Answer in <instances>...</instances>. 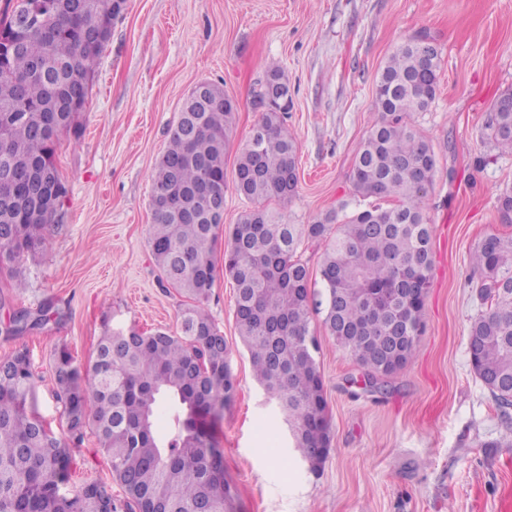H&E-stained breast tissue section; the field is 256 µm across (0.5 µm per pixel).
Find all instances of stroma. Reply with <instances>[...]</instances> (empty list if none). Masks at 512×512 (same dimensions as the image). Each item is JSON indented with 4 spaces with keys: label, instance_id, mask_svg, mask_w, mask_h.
<instances>
[{
    "label": "stroma",
    "instance_id": "stroma-1",
    "mask_svg": "<svg viewBox=\"0 0 512 512\" xmlns=\"http://www.w3.org/2000/svg\"><path fill=\"white\" fill-rule=\"evenodd\" d=\"M427 38L441 59L436 98L413 120L437 169L424 208L434 264L416 359L387 395L317 328L332 451L311 473L288 446L235 328V284L217 273L206 306L231 350L233 402L213 426L231 487L228 512H512V442L470 365L469 327L480 311L470 254L487 236L512 235L497 198L512 189V155L488 137L492 107L512 89V0H126L76 129L55 162L68 199L25 254L27 286L0 274V360L27 351L35 411L72 450L68 490L111 484L93 432L71 440L56 394L53 354L68 348L88 370L105 329L173 330L184 302L164 287L147 244L154 166L192 87L223 84L236 100L233 146L263 110L256 93L280 69L298 139V188L288 204L310 224L351 198L354 157L376 113V80L401 43ZM52 304L43 328L8 336L13 310Z\"/></svg>",
    "mask_w": 512,
    "mask_h": 512
}]
</instances>
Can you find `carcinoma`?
Here are the masks:
<instances>
[{"mask_svg": "<svg viewBox=\"0 0 512 512\" xmlns=\"http://www.w3.org/2000/svg\"><path fill=\"white\" fill-rule=\"evenodd\" d=\"M30 0H9L0 33L12 32ZM44 25L24 33L26 49L0 60V166L14 181L0 185V273L25 289L22 258L42 245L40 230L63 205L67 188L54 160L58 134L76 126L110 35L100 23L119 18L125 0H49ZM441 63L433 45L413 39L395 48L375 84L376 117L351 171L353 197L311 224H293L285 207L296 195L298 141L285 123L290 98L274 69L279 102L235 155V188L249 203L228 231L224 274L236 285L235 326L255 380L288 424L292 447L312 473L331 452V425L315 314L336 345L364 372L371 391L415 359L433 266L423 198L437 158L412 122L438 88ZM208 97L184 100L152 175L153 224L147 244L166 284L186 298L177 330L151 333L112 328L100 337L84 374L66 348L54 355L57 394L69 433L95 431L122 487L128 512H227L230 484L224 451L208 424L237 390L224 334L205 307L215 281L213 245L224 215L210 197L227 190L235 100L209 83ZM489 137L512 153V111L496 112ZM498 219L512 224V191L498 197ZM324 244L320 288L311 286L299 253ZM485 310L470 324V362L497 410L512 407V235H489L471 255ZM30 312L13 314L7 334L23 333ZM36 379L30 357L0 363V512H117L103 482L63 492L70 448L34 412ZM167 431H158L160 418Z\"/></svg>", "mask_w": 512, "mask_h": 512, "instance_id": "carcinoma-1", "label": "carcinoma"}]
</instances>
